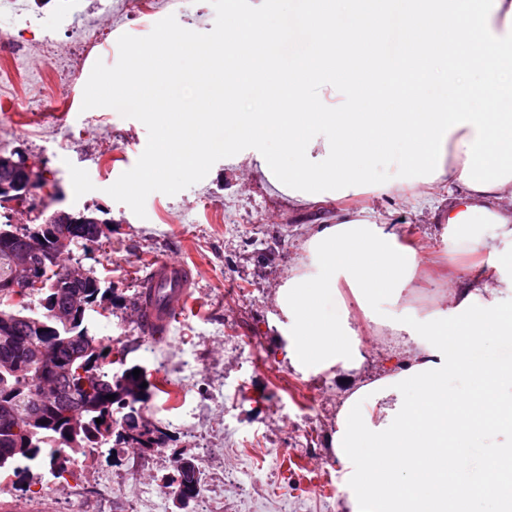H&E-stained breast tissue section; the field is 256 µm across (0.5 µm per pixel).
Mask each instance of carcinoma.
Listing matches in <instances>:
<instances>
[{
    "mask_svg": "<svg viewBox=\"0 0 512 512\" xmlns=\"http://www.w3.org/2000/svg\"><path fill=\"white\" fill-rule=\"evenodd\" d=\"M40 224H27L47 243L48 251L33 257L35 270L47 276L49 288H33L24 299L25 306L14 312L9 330L0 333V477L8 479L30 476L31 463L48 453L50 470L57 479L64 477L66 463L73 454L98 450L110 441L131 448H164L171 434L158 426L150 433L139 431L135 421L142 417L139 404L154 392L156 383L144 375L134 377L133 368L121 374L105 370L109 355L104 338L89 328V312L105 302L107 290L94 271L85 278L69 275V264L53 253L54 236L63 231L72 236L70 245L88 249V244L101 246L103 239L95 237L92 224L79 227L48 223L49 216L39 215ZM26 249L24 234L17 225L0 224V295L11 292L8 285L18 282L19 272L14 256ZM38 306L31 307L33 298ZM73 297L83 300L86 309L70 317L69 323L58 322L51 316L54 304L64 305ZM96 371L106 384L84 388L82 376L74 369ZM46 373L53 374L60 404L76 410L84 427L71 433L68 421L47 413L37 403V390ZM147 387H142V384ZM114 399L109 400L107 396ZM101 423H96V419ZM7 420L17 421L18 432L1 429ZM200 481L199 472L176 460L173 475L167 477L171 488L183 497L189 496Z\"/></svg>",
    "mask_w": 512,
    "mask_h": 512,
    "instance_id": "cac0c4a2",
    "label": "carcinoma"
}]
</instances>
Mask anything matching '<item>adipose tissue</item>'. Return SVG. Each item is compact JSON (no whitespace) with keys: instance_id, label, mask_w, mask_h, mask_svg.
<instances>
[{"instance_id":"1","label":"adipose tissue","mask_w":512,"mask_h":512,"mask_svg":"<svg viewBox=\"0 0 512 512\" xmlns=\"http://www.w3.org/2000/svg\"><path fill=\"white\" fill-rule=\"evenodd\" d=\"M476 136L470 125L449 133L435 182L393 185L447 225L456 243L486 252L487 269L478 279L453 281L432 314L386 320L405 358L394 373L348 395L332 438L349 512H469L476 500L512 512V359L470 353L478 338L512 341V278L502 271L512 266V181L484 191L464 184L465 144ZM481 220L497 227L494 238H477ZM417 266L415 248L361 213L312 234L276 298L291 365L360 370L364 355L349 312L325 315L324 302L345 286L375 318L379 304L395 306L413 294ZM457 374L469 377L467 394L449 390ZM477 439L487 446L473 471L461 474L460 456Z\"/></svg>"}]
</instances>
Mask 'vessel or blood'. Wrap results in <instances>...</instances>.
<instances>
[{
  "label": "vessel or blood",
  "mask_w": 512,
  "mask_h": 512,
  "mask_svg": "<svg viewBox=\"0 0 512 512\" xmlns=\"http://www.w3.org/2000/svg\"><path fill=\"white\" fill-rule=\"evenodd\" d=\"M197 272L189 264L170 258L153 260L139 282L133 319L140 331L154 339L165 338L176 316L190 303Z\"/></svg>",
  "instance_id": "obj_1"
}]
</instances>
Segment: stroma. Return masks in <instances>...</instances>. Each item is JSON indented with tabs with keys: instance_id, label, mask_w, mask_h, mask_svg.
I'll return each mask as SVG.
<instances>
[{
	"instance_id": "1",
	"label": "stroma",
	"mask_w": 512,
	"mask_h": 512,
	"mask_svg": "<svg viewBox=\"0 0 512 512\" xmlns=\"http://www.w3.org/2000/svg\"><path fill=\"white\" fill-rule=\"evenodd\" d=\"M93 2L0 0V28L11 26L13 14L32 16L35 26L19 32V39L35 41L53 31L59 58L75 51L88 19H107ZM171 14L183 28L201 33L215 21L207 0H169L155 13L113 26L107 46L90 52L76 74L40 58L18 71L0 62V100L7 106L0 112V154L22 153L48 180L15 206L13 221L30 224L42 211L58 209L89 210L110 221L102 246L72 252L112 290V311L94 316L93 328L117 354L113 372L136 365L160 382L143 415L172 436L167 447L149 453L108 444L68 462L64 490L37 477L17 486L0 482V501H15L18 512H346L331 446L338 410L358 374L398 369L402 358L382 326L360 318V372L298 371L284 351L278 288L299 268L307 239L347 213L372 214L421 253L416 292L405 304L383 307L387 317L433 313L448 292L449 272L470 279L485 269L487 257L456 246L443 225L396 193L334 192L298 208L246 162L220 160L176 195L151 193L142 219L112 199L106 189L135 165L147 129L111 108L82 110L84 86L96 61L117 63L120 35H148ZM35 80L45 83L43 93H34ZM62 85L71 107L59 113L55 99ZM39 129L44 137H36ZM57 131L68 135L67 150L57 147ZM161 256L196 266L198 283L191 305L159 343L141 334L130 313L140 278ZM179 454L201 473L197 496L184 506L160 483Z\"/></svg>"
}]
</instances>
